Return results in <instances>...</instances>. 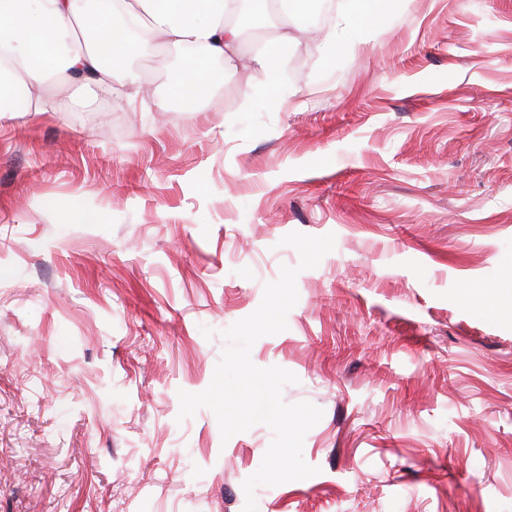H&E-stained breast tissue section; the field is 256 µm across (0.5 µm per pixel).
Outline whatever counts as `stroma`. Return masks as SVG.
<instances>
[{"instance_id":"35a3bbf8","label":"stroma","mask_w":512,"mask_h":512,"mask_svg":"<svg viewBox=\"0 0 512 512\" xmlns=\"http://www.w3.org/2000/svg\"><path fill=\"white\" fill-rule=\"evenodd\" d=\"M391 2L272 90L245 41L190 109L148 62L136 105L0 120V512H243L272 431L178 393L295 231L335 247L250 356L319 472L257 512H512V0Z\"/></svg>"}]
</instances>
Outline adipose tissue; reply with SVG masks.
Here are the masks:
<instances>
[{
  "label": "adipose tissue",
  "mask_w": 512,
  "mask_h": 512,
  "mask_svg": "<svg viewBox=\"0 0 512 512\" xmlns=\"http://www.w3.org/2000/svg\"><path fill=\"white\" fill-rule=\"evenodd\" d=\"M236 0H0V119L17 112H57L50 82H82L135 104L140 75L110 61L161 45L187 64L172 94L198 100L232 72L239 33L225 25ZM221 59L223 72L203 69Z\"/></svg>",
  "instance_id": "obj_1"
}]
</instances>
